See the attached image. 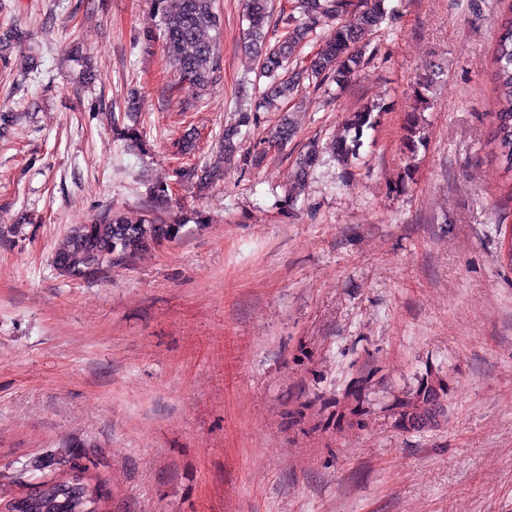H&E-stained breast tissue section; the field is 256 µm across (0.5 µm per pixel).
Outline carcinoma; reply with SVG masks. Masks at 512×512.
I'll list each match as a JSON object with an SVG mask.
<instances>
[{
  "label": "carcinoma",
  "mask_w": 512,
  "mask_h": 512,
  "mask_svg": "<svg viewBox=\"0 0 512 512\" xmlns=\"http://www.w3.org/2000/svg\"><path fill=\"white\" fill-rule=\"evenodd\" d=\"M163 23L165 48L180 82L195 91L206 90L221 80L218 65V39L221 18L215 0H154ZM299 16L286 20V31L277 34L272 0H245L246 29L242 32L243 48L256 58L260 73L268 83L255 104L236 112L233 121L224 126L218 140L219 158L238 162L250 168L260 166L265 151L243 149V141L260 124V113L279 108V102L297 94L306 85L319 89L334 84L341 90L367 63L360 47L364 33L372 31L391 13L389 0H298ZM323 29L320 48L303 67L293 66L301 50L316 29ZM489 53L493 64L495 112L487 146L490 162L512 177V9L498 21L497 34ZM128 111L112 119V136L129 149L144 150L143 131L134 110L137 101L128 100ZM385 104L367 102L351 113L336 138L324 146L349 168L361 158L365 133L376 127ZM403 143L408 154L415 155L426 144L425 120L421 112H408L404 118ZM294 121L283 113L269 127L264 142L285 147L295 136ZM318 144L312 142L297 157L292 173L294 193L288 195V206H294L311 171L320 159ZM220 162L189 166L178 172L179 181L187 183L199 196L206 195L220 180ZM207 223V217L196 212L189 219L173 211L172 192L166 181L149 185L147 205L142 218L133 222L119 210L107 209L84 224H75L55 249L52 267L56 274L69 280L94 282L109 276L112 267L142 252L162 246L181 237L188 222ZM372 374L354 380L336 398V427L360 424L364 410L365 390ZM448 388L443 379L426 375L419 384L403 392L384 407L394 427L409 434L434 431L448 418ZM314 398L288 407V425L301 424ZM65 462L52 453L40 460L21 463L20 475L28 481H39L33 512H105L108 508L107 479L97 469L101 463L88 461L83 466L82 488L75 494L61 491L64 479L46 478L44 470Z\"/></svg>",
  "instance_id": "cac0c4a2"
}]
</instances>
